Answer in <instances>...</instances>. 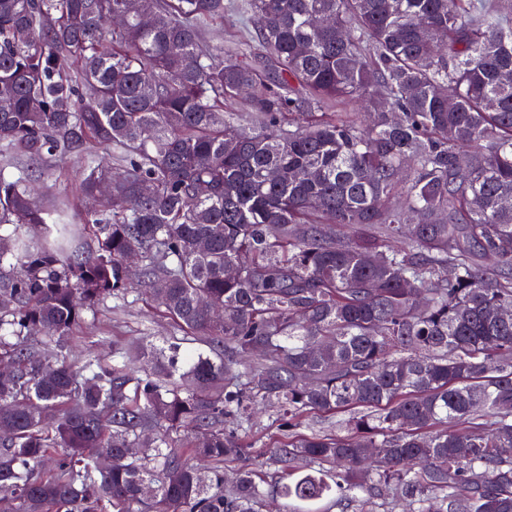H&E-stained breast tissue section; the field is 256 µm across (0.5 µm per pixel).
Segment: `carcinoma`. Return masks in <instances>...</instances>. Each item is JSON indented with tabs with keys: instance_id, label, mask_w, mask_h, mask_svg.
Returning a JSON list of instances; mask_svg holds the SVG:
<instances>
[{
	"instance_id": "carcinoma-1",
	"label": "carcinoma",
	"mask_w": 512,
	"mask_h": 512,
	"mask_svg": "<svg viewBox=\"0 0 512 512\" xmlns=\"http://www.w3.org/2000/svg\"><path fill=\"white\" fill-rule=\"evenodd\" d=\"M249 9L218 62L224 0H0V153L123 167L83 169L75 217L0 168V227L42 228L0 238V512H255L224 462L261 405L294 512H512V0ZM243 88L254 125L224 109ZM131 294L211 354L72 359L82 313ZM318 412L336 432L301 434Z\"/></svg>"
}]
</instances>
